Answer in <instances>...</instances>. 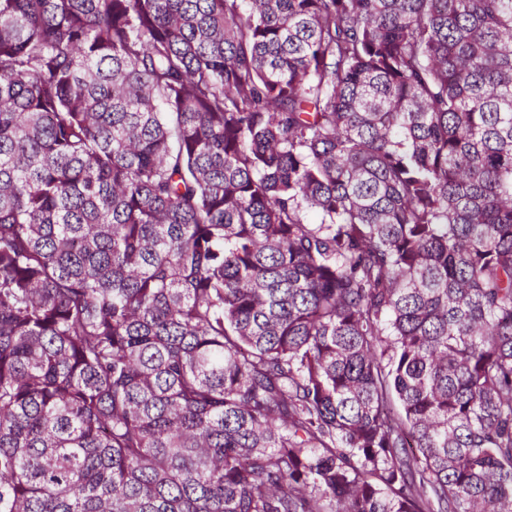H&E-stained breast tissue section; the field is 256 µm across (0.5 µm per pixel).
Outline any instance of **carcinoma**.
<instances>
[{
	"instance_id": "cac0c4a2",
	"label": "carcinoma",
	"mask_w": 512,
	"mask_h": 512,
	"mask_svg": "<svg viewBox=\"0 0 512 512\" xmlns=\"http://www.w3.org/2000/svg\"><path fill=\"white\" fill-rule=\"evenodd\" d=\"M0 512H512V0H0Z\"/></svg>"
}]
</instances>
